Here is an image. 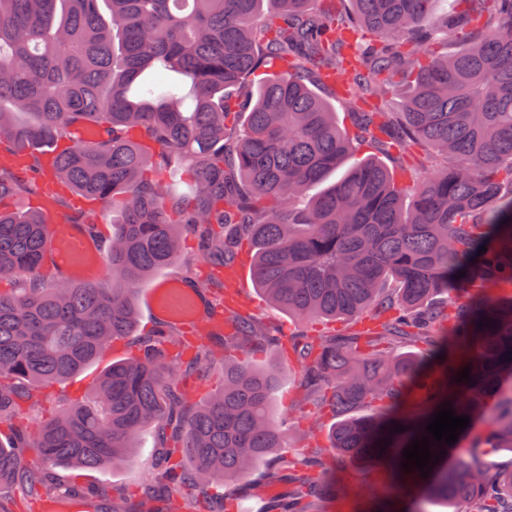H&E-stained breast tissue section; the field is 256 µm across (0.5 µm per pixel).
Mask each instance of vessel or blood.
Listing matches in <instances>:
<instances>
[{
    "label": "vessel or blood",
    "instance_id": "1",
    "mask_svg": "<svg viewBox=\"0 0 512 512\" xmlns=\"http://www.w3.org/2000/svg\"><path fill=\"white\" fill-rule=\"evenodd\" d=\"M48 228L46 249L49 255L63 260L75 279H103L107 267L101 256L100 241L89 225L63 223L59 210L45 205ZM144 303L156 318L175 320L189 333L202 331L220 336L226 325L222 310L210 307L183 283L161 280L144 295Z\"/></svg>",
    "mask_w": 512,
    "mask_h": 512
}]
</instances>
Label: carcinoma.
I'll return each mask as SVG.
<instances>
[{
	"mask_svg": "<svg viewBox=\"0 0 512 512\" xmlns=\"http://www.w3.org/2000/svg\"><path fill=\"white\" fill-rule=\"evenodd\" d=\"M314 2L0 0V283L28 278L0 288V427L11 439L0 444V486L32 499L57 492V465L119 466L141 430L157 426L169 446L153 477L180 495L148 492L137 512H236L224 488L268 459L271 480L293 484L272 508L313 512L316 499L348 494L330 476L334 455L367 465L404 422L435 456L437 442L410 411L433 415L449 403L481 418L485 393L512 374V0H460L454 29L435 0H349L350 12ZM362 30L374 40L350 55L355 86L383 106L355 114V128L386 153L426 148L435 171L413 177L375 158L351 161L352 135L312 88L346 70L348 35ZM439 33L460 46L431 52ZM272 60L278 72L260 80L240 117L229 92ZM401 76L409 91L391 112L384 103ZM81 125L107 138L78 145ZM22 151L52 152L55 182L91 205L120 201L104 279L44 281V216L14 207L39 193L37 178L10 163ZM182 229L223 263L250 247L255 287L288 317L359 325L282 342L304 368L302 420L336 419L327 446L278 453L279 373L232 355L274 328L245 314L209 345L164 325L141 343L144 354L101 373L98 405H73L30 432L24 415L41 387L133 334L134 289L174 262ZM459 356L471 381L447 397L448 363ZM217 363L221 385L188 406L189 378ZM357 408L372 414L354 417ZM487 441L512 451V397ZM428 477L455 512H512V468L461 460Z\"/></svg>",
	"mask_w": 512,
	"mask_h": 512,
	"instance_id": "1",
	"label": "carcinoma"
}]
</instances>
